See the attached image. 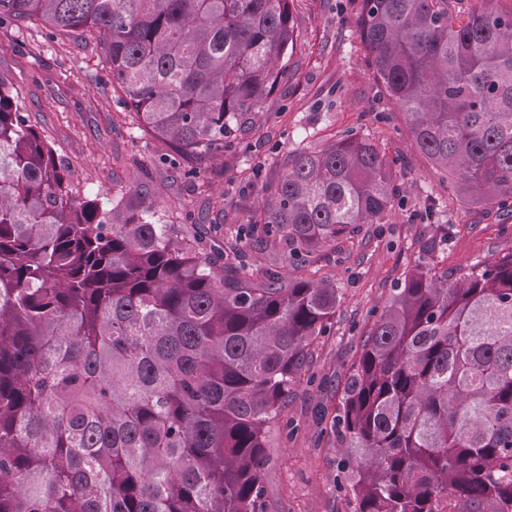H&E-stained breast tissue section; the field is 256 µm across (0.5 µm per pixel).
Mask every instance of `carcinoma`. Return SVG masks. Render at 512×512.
I'll return each instance as SVG.
<instances>
[{
	"instance_id": "cac0c4a2",
	"label": "carcinoma",
	"mask_w": 512,
	"mask_h": 512,
	"mask_svg": "<svg viewBox=\"0 0 512 512\" xmlns=\"http://www.w3.org/2000/svg\"><path fill=\"white\" fill-rule=\"evenodd\" d=\"M377 79L460 197L512 212V7L361 0ZM100 44L158 161L193 182L288 65L291 0H0V25ZM400 187L347 135L287 156L224 262L138 184L83 198L0 74V512H267V433L331 328L306 256ZM288 252L302 273L254 270ZM332 431L352 512H512V252L398 282Z\"/></svg>"
}]
</instances>
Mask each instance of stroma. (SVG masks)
<instances>
[{
    "mask_svg": "<svg viewBox=\"0 0 512 512\" xmlns=\"http://www.w3.org/2000/svg\"><path fill=\"white\" fill-rule=\"evenodd\" d=\"M361 0H293L295 42L289 70L264 109L224 160L189 190L159 165L157 144L142 138L112 91L98 48L75 38H49L34 24L0 26V73L9 74L40 133L92 197L136 180L171 215L209 209L233 243L263 179L288 153L318 150L357 134L377 141L401 187L381 223L314 252L311 269L338 288L336 315L311 347L308 371L267 435L263 486L268 512H350L342 487L336 414L344 375L394 284L422 266L456 270L512 251V218L490 205L464 203L416 150L398 108L377 80L356 17ZM451 225L445 251L425 242Z\"/></svg>",
    "mask_w": 512,
    "mask_h": 512,
    "instance_id": "stroma-1",
    "label": "stroma"
}]
</instances>
